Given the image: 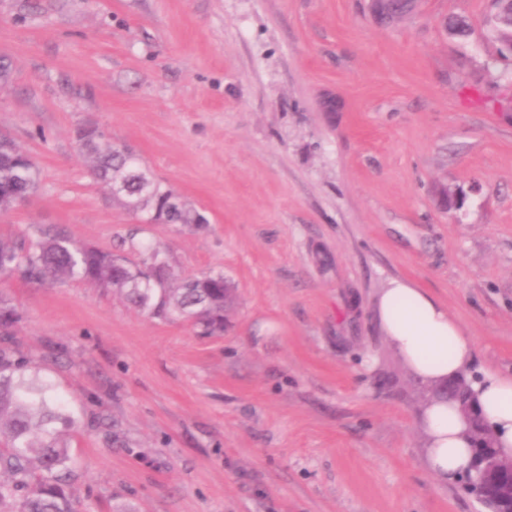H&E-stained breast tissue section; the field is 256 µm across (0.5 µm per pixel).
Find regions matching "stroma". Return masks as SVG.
Here are the masks:
<instances>
[{
  "mask_svg": "<svg viewBox=\"0 0 512 512\" xmlns=\"http://www.w3.org/2000/svg\"><path fill=\"white\" fill-rule=\"evenodd\" d=\"M488 6L421 0L378 23L364 0H0V131L39 169L0 235L157 244L238 296L205 335L82 282L0 279L16 345L84 410L90 512H484L426 469L430 388L375 305L411 280L472 338L473 373H512V57L481 29ZM85 123L207 223H138L92 178Z\"/></svg>",
  "mask_w": 512,
  "mask_h": 512,
  "instance_id": "35a3bbf8",
  "label": "stroma"
}]
</instances>
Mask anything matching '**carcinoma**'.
<instances>
[{
    "label": "carcinoma",
    "instance_id": "carcinoma-1",
    "mask_svg": "<svg viewBox=\"0 0 512 512\" xmlns=\"http://www.w3.org/2000/svg\"><path fill=\"white\" fill-rule=\"evenodd\" d=\"M93 178L116 189L113 197L136 217L157 211L166 224H192L190 209L170 205L177 193L152 179L141 159L126 147L99 137L79 142ZM39 169L31 154L11 135L0 132V212L25 202L38 185ZM166 251L146 247L133 260L79 244L51 227L37 229L35 239L0 237V275H16L37 285L81 281L112 290L140 312L168 321L188 322L207 334L224 332L221 272L178 279L163 272ZM154 263L155 276L135 273V263ZM20 315L0 295V512H81L77 461L70 432L83 410L60 391L43 362L12 347V329Z\"/></svg>",
    "mask_w": 512,
    "mask_h": 512
}]
</instances>
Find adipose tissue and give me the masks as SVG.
Listing matches in <instances>:
<instances>
[{
  "label": "adipose tissue",
  "mask_w": 512,
  "mask_h": 512,
  "mask_svg": "<svg viewBox=\"0 0 512 512\" xmlns=\"http://www.w3.org/2000/svg\"><path fill=\"white\" fill-rule=\"evenodd\" d=\"M375 315L391 349L429 386L462 377L473 362L474 343L460 324L442 303L407 280L389 281ZM471 387L497 452L512 457V375L487 372ZM421 426L427 441L425 464L439 481H453L470 472L471 439L458 406L430 398L422 410Z\"/></svg>",
  "instance_id": "1"
}]
</instances>
